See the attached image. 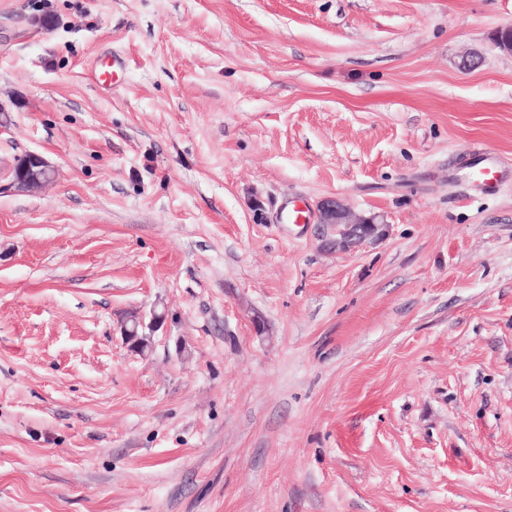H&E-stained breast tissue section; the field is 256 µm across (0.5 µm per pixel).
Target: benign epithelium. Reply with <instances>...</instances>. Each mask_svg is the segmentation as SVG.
Returning <instances> with one entry per match:
<instances>
[{"instance_id": "benign-epithelium-1", "label": "benign epithelium", "mask_w": 512, "mask_h": 512, "mask_svg": "<svg viewBox=\"0 0 512 512\" xmlns=\"http://www.w3.org/2000/svg\"><path fill=\"white\" fill-rule=\"evenodd\" d=\"M53 167L39 154L26 152L15 157L7 172L12 184L22 190L44 186L52 180ZM316 223L322 227L321 247L336 252H353L368 240H379L385 236V225L378 216L358 214L352 211L344 200L337 196H325L315 206ZM159 316L151 314L133 321L131 328L124 331L123 339L131 343V337L139 335L141 329H153Z\"/></svg>"}]
</instances>
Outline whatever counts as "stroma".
Returning <instances> with one entry per match:
<instances>
[{
  "instance_id": "35a3bbf8",
  "label": "stroma",
  "mask_w": 512,
  "mask_h": 512,
  "mask_svg": "<svg viewBox=\"0 0 512 512\" xmlns=\"http://www.w3.org/2000/svg\"><path fill=\"white\" fill-rule=\"evenodd\" d=\"M508 26L512 0H0V512H512ZM28 151L57 174L23 192ZM330 195L385 236L288 222ZM471 168L472 176L478 183L491 187L499 182L501 171L495 155L481 154L480 159L472 164Z\"/></svg>"
}]
</instances>
